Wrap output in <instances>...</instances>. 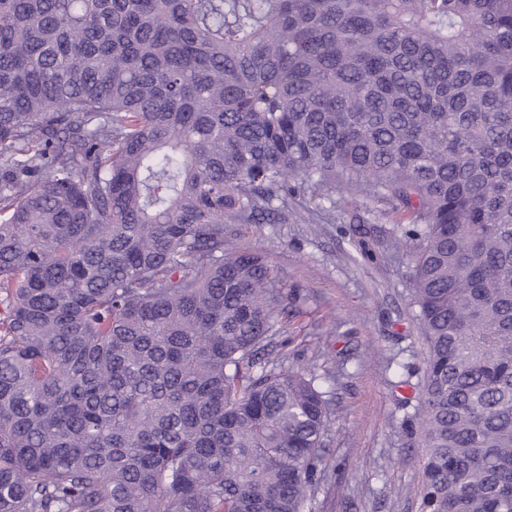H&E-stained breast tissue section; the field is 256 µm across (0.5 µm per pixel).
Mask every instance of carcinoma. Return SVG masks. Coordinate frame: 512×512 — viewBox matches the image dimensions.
I'll use <instances>...</instances> for the list:
<instances>
[{
  "mask_svg": "<svg viewBox=\"0 0 512 512\" xmlns=\"http://www.w3.org/2000/svg\"><path fill=\"white\" fill-rule=\"evenodd\" d=\"M399 215L421 512H512V0H0V512H304L328 403L224 252Z\"/></svg>",
  "mask_w": 512,
  "mask_h": 512,
  "instance_id": "obj_1",
  "label": "carcinoma"
}]
</instances>
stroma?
<instances>
[{"instance_id":"1","label":"stroma","mask_w":512,"mask_h":512,"mask_svg":"<svg viewBox=\"0 0 512 512\" xmlns=\"http://www.w3.org/2000/svg\"><path fill=\"white\" fill-rule=\"evenodd\" d=\"M365 198L321 200L312 223L240 224L231 238L269 256L287 296L274 364L314 372L329 402L317 483L306 512H420L426 450L405 429L400 380L421 378L410 268L395 226L350 221Z\"/></svg>"}]
</instances>
